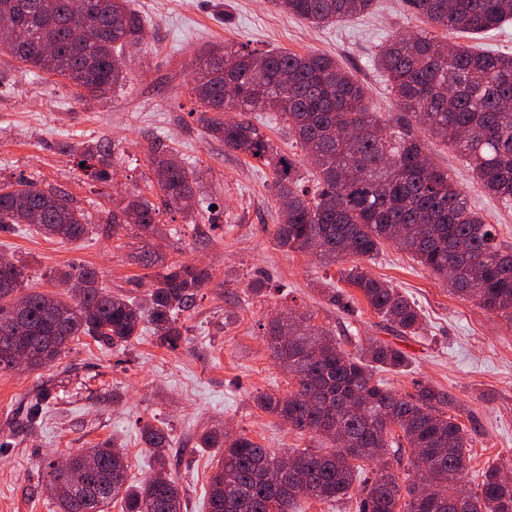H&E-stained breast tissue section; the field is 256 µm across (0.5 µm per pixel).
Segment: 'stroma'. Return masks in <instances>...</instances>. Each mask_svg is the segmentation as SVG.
Listing matches in <instances>:
<instances>
[{"instance_id":"35a3bbf8","label":"stroma","mask_w":512,"mask_h":512,"mask_svg":"<svg viewBox=\"0 0 512 512\" xmlns=\"http://www.w3.org/2000/svg\"><path fill=\"white\" fill-rule=\"evenodd\" d=\"M131 5L145 18L150 40L127 49V79L104 99L78 97L60 79L38 78L10 59L0 60V180L26 179L62 190L90 224L83 239L63 243L31 229L2 230L0 257L26 261L29 286L40 292H61L52 272L84 265L96 269L107 291L144 299L149 272L133 255L146 242L169 259L207 266L213 279L183 313L186 332L177 349L160 346L149 331L114 347L84 336L49 366L0 372V512H59L48 489V461L106 441L124 449L130 479L144 481L157 468L141 434L146 425L163 428L169 437L166 470L183 490L184 512H208V482L221 452L202 447L207 431L242 433L275 453L317 447L311 435L254 402L257 393L292 389L264 337L270 317L288 309L307 313L347 350L369 338L405 350L409 369L380 375L393 392H413L422 380L452 396V414L471 444L465 487L476 489L488 465L512 464V325L460 299L391 245L362 266L415 302L425 321L421 335H397L360 297L347 314L327 304L323 289L343 285L337 267L274 246L279 205L270 169L208 137L188 92L200 58L215 44L317 52L352 71L372 111L391 118L394 100L373 57L392 36L423 28L407 0H375L369 13L329 26L282 11L273 0ZM80 142L108 145L111 181L91 180L78 167L70 147ZM158 143L190 162L199 176L196 193L215 204L218 222L163 211L149 237L132 224L111 234L108 214L127 197L156 201L148 158ZM428 148L471 208L512 245V208L486 195L457 151L435 140ZM257 279L268 281L265 294L251 292ZM38 389L48 398L31 424L27 408Z\"/></svg>"}]
</instances>
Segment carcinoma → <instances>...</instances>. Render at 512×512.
I'll list each match as a JSON object with an SVG mask.
<instances>
[{"mask_svg":"<svg viewBox=\"0 0 512 512\" xmlns=\"http://www.w3.org/2000/svg\"><path fill=\"white\" fill-rule=\"evenodd\" d=\"M282 10L324 26L369 12L374 0H276ZM429 25L475 35L512 23V0H407ZM12 22L0 56L60 79L79 95L103 99L126 80L124 52L148 39L143 18L129 0H88L84 12L72 0H0V18ZM387 76L397 117L381 119L365 104V88L336 59L319 53L250 50L215 45L204 55L189 89L206 134L224 147L270 168L283 213L273 239L282 251L307 252L320 242L326 265L352 261L340 279L356 288L368 306L403 336L422 328L417 305L361 268L388 242L446 282L451 292L512 324V247L495 225L469 205L448 171L435 166L414 133L465 156L484 191L512 206V55L450 44L429 30L397 35L374 55ZM275 111L287 123L303 156L313 164V186H303L302 160L281 153L248 118ZM237 112L240 118L224 119ZM90 175L110 178L107 146H72ZM151 171L160 205L132 197L107 223L143 230L160 209L187 216L212 213L196 198L197 178L185 161L155 146ZM29 224L49 238L78 241L89 232L84 210L68 194L33 181L0 182V230ZM137 263L155 270L146 303L99 287L88 266H71L54 279L82 284L81 294L30 291L14 309L29 278L20 259L0 264V371L13 370V352L28 346V369L55 362L69 344L89 336L122 345L149 329L175 348L183 338L180 313L187 311L211 278L207 268L168 262L147 245ZM328 304L351 310L344 291L326 288ZM270 358L295 382L288 396L260 392L256 405L299 432L330 445L276 454L244 434L207 432L205 448L223 449L208 485L209 512H293L297 498L340 501L358 488L359 512H512V467L487 468L477 491L460 486L470 443L447 408V393L417 381L414 392L390 391L376 371H398L406 353L377 339L349 352L305 314L280 313L264 332ZM158 465H165L168 435L142 428ZM91 457L85 484L57 498L60 512H182L180 489L164 472L139 485L129 482L123 451L105 442L69 458L72 469ZM406 463L412 478L402 485L390 461ZM374 461L373 482L362 480L363 463Z\"/></svg>","mask_w":512,"mask_h":512,"instance_id":"carcinoma-1","label":"carcinoma"}]
</instances>
